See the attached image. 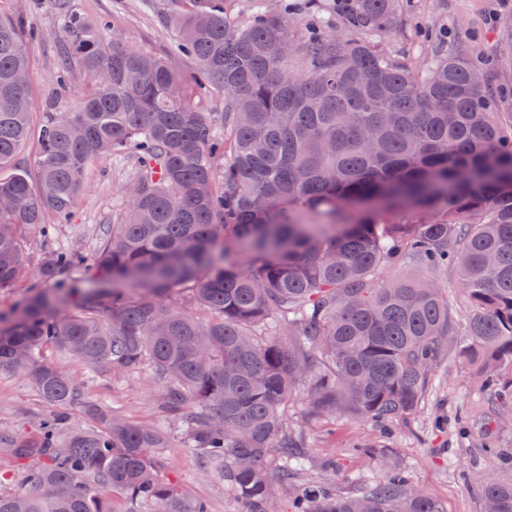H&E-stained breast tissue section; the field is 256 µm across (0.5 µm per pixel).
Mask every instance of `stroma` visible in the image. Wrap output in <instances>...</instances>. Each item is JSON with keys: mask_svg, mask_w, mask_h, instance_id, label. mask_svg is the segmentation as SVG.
<instances>
[{"mask_svg": "<svg viewBox=\"0 0 512 512\" xmlns=\"http://www.w3.org/2000/svg\"><path fill=\"white\" fill-rule=\"evenodd\" d=\"M69 5L88 20L107 19L105 38H121L158 54L171 51L176 31L169 19L182 9L177 0H70ZM401 11L412 26L430 29L445 51L455 52L463 44L479 61L489 63L502 50L500 31L503 22L512 18V0H403ZM0 13L18 18L25 30L37 34L29 44L28 66L33 118L41 120L55 95L60 49L67 41L56 0H0ZM129 173L123 163L93 167L75 216L60 227L55 246L93 253L113 213L124 204L121 188ZM44 252L41 238L25 241L22 275L13 288L0 291V312H9L22 295L39 285L37 272ZM57 363L84 380L88 401L131 421L160 422V389L150 375L115 380L91 375L89 368L71 358H58ZM483 375L479 361L441 362L420 408L404 424L380 428L346 418L330 431L306 416L299 398L288 411V423L303 437L312 456L310 476L331 484L338 495L356 493L378 477L377 465L361 451L383 448L390 463L406 472L415 487L439 500L445 512H481L467 475L473 467L492 471L496 464L480 455V447L488 441L512 451V414L492 413L493 399L481 388ZM45 410L28 377L0 373V428L27 427ZM160 464L161 476L179 484L185 502L203 499L210 512H246L220 480L204 472L196 453L183 447L177 432H170Z\"/></svg>", "mask_w": 512, "mask_h": 512, "instance_id": "35a3bbf8", "label": "stroma"}]
</instances>
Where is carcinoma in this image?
<instances>
[{
	"mask_svg": "<svg viewBox=\"0 0 512 512\" xmlns=\"http://www.w3.org/2000/svg\"><path fill=\"white\" fill-rule=\"evenodd\" d=\"M191 2L171 18L170 54L62 12L71 64L56 82L78 68L90 83L77 109L46 113L32 175L17 162L31 135L27 36L0 15V168L15 169L0 179V290L23 270L26 236L47 246L43 287L0 326V372L29 377L55 407L0 431V458L33 467L26 488L0 489V512H113L104 487L143 512H209L181 508L158 474L167 430L86 400L47 348L114 380L149 369L166 423L248 512H277L278 487L307 463L286 418L297 383L311 418L379 425L410 420L444 355L512 367V129L491 106L512 23L491 68L415 34L431 47L416 67L373 40L406 30L400 0L344 4L346 38L315 14L302 33L264 0L243 25L224 0ZM177 56L197 63L189 84ZM214 95L224 111H207ZM110 159L132 168L110 231L91 254L52 247L90 166ZM407 256L457 264L465 324L424 277L374 286ZM484 383L512 406V380L493 368ZM73 410L93 425H67ZM355 452L375 455L378 480L344 497L305 477L288 512H445L385 451ZM471 480L484 506L512 512V481Z\"/></svg>",
	"mask_w": 512,
	"mask_h": 512,
	"instance_id": "1",
	"label": "carcinoma"
}]
</instances>
